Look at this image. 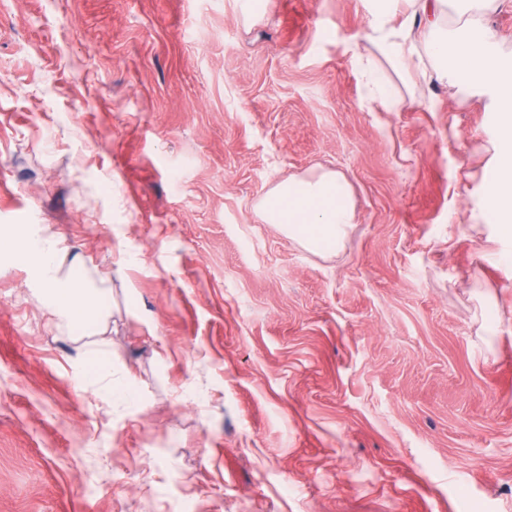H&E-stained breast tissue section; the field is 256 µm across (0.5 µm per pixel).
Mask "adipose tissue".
Instances as JSON below:
<instances>
[{
  "mask_svg": "<svg viewBox=\"0 0 512 512\" xmlns=\"http://www.w3.org/2000/svg\"><path fill=\"white\" fill-rule=\"evenodd\" d=\"M408 9L397 25L379 19L366 35L401 75L419 68L430 58L436 78H452L469 88L493 83L499 99L510 108L504 116L507 140L501 141L495 180L487 197L489 207L502 220L498 231L512 238V75L504 74L501 60L490 50L492 34L475 12L485 0H406ZM472 13L464 27L450 30L442 16L448 7ZM265 223L279 225L289 237L316 252L334 251L354 221L353 195L349 182L337 172H323L278 183L260 205ZM21 243L19 257L30 263L40 283L50 315L69 326L100 328L107 315L102 292L87 287L83 261L70 257L51 235L31 225L16 228Z\"/></svg>",
  "mask_w": 512,
  "mask_h": 512,
  "instance_id": "adipose-tissue-1",
  "label": "adipose tissue"
}]
</instances>
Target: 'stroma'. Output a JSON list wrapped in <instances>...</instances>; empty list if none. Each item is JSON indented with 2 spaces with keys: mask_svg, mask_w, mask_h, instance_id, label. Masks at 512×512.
<instances>
[{
  "mask_svg": "<svg viewBox=\"0 0 512 512\" xmlns=\"http://www.w3.org/2000/svg\"><path fill=\"white\" fill-rule=\"evenodd\" d=\"M376 14L0 0V228L112 302L103 333L57 322L0 238V512H512L504 107L417 72L369 103ZM483 19L512 68V0ZM328 170L355 222L316 254L257 206ZM358 63L362 68L363 76L371 86L372 98L378 99L384 105L387 104L391 98V89L374 68V62L368 57L359 56Z\"/></svg>",
  "mask_w": 512,
  "mask_h": 512,
  "instance_id": "obj_1",
  "label": "stroma"
}]
</instances>
